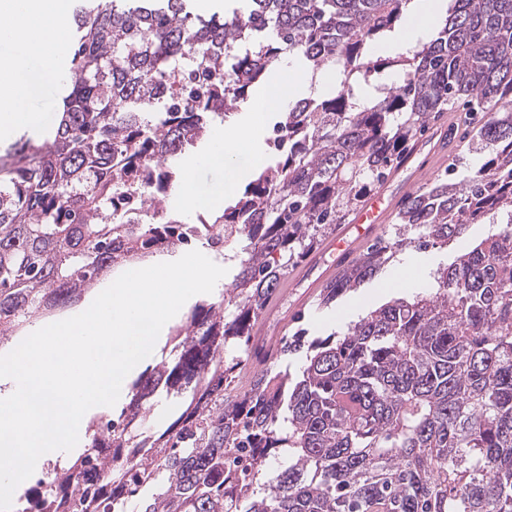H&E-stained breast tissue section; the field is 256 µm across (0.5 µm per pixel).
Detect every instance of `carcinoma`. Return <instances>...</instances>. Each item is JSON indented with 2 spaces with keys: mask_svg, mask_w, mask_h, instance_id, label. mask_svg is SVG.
I'll use <instances>...</instances> for the list:
<instances>
[{
  "mask_svg": "<svg viewBox=\"0 0 512 512\" xmlns=\"http://www.w3.org/2000/svg\"><path fill=\"white\" fill-rule=\"evenodd\" d=\"M74 0L75 32L55 124L38 145L0 146V334L64 311L128 257L173 256L201 217L152 223L176 188L171 161L228 117L285 54L317 72L341 66L332 95L297 100L275 127L276 156L216 219L248 242L224 288L234 311L200 301L172 329L171 357L132 384L118 426L89 429L74 462L54 467L38 512H512V0H444L435 37L378 54L413 0ZM197 65L190 111L157 86ZM385 70L399 81L370 103L354 88ZM457 113L455 135L483 163L442 173L409 195L401 230L376 239L323 288L327 305L373 278L398 251L446 248L471 224L494 231L394 298L309 343L295 378L262 368L255 325L288 267L325 228L380 188L431 120ZM154 195L129 205L127 182ZM190 392L164 430L151 400ZM288 465L268 468L280 449Z\"/></svg>",
  "mask_w": 512,
  "mask_h": 512,
  "instance_id": "cac0c4a2",
  "label": "carcinoma"
}]
</instances>
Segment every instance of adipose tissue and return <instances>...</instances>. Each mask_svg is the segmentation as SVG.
Returning <instances> with one entry per match:
<instances>
[{"label": "adipose tissue", "instance_id": "1", "mask_svg": "<svg viewBox=\"0 0 512 512\" xmlns=\"http://www.w3.org/2000/svg\"><path fill=\"white\" fill-rule=\"evenodd\" d=\"M68 0H7L6 9L16 10L19 31H39V39L30 41L29 53L40 57L45 66H52L64 47L65 20L69 15ZM439 11L435 0H421L418 9L419 21L408 24L390 35L386 47L389 52L409 50L417 42L430 38L434 33V18ZM30 87L21 59L0 57V123L16 125L32 120V113L23 111L22 102ZM294 100L293 94L278 84L262 88L237 118L239 130L228 139L221 150L211 154L213 163L224 165L233 177L225 186V195H232L237 187L251 178L252 169L236 167L237 157L242 153L252 155L255 163H262L265 151L266 128L258 117L265 112L286 110Z\"/></svg>", "mask_w": 512, "mask_h": 512}]
</instances>
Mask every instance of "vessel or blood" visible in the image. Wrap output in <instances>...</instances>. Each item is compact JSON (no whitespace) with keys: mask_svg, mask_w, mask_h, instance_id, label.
<instances>
[{"mask_svg":"<svg viewBox=\"0 0 512 512\" xmlns=\"http://www.w3.org/2000/svg\"><path fill=\"white\" fill-rule=\"evenodd\" d=\"M450 126L448 119L436 121L429 138L415 144L396 166L394 174L401 179L400 190L393 194L381 190L362 201L347 221L337 226L327 244L332 262L312 256L306 264L307 271L317 272L319 281L329 280L356 259L362 245L384 232L404 199L427 181L436 161L457 151L458 144L449 131Z\"/></svg>","mask_w":512,"mask_h":512,"instance_id":"b4317fda","label":"vessel or blood"}]
</instances>
